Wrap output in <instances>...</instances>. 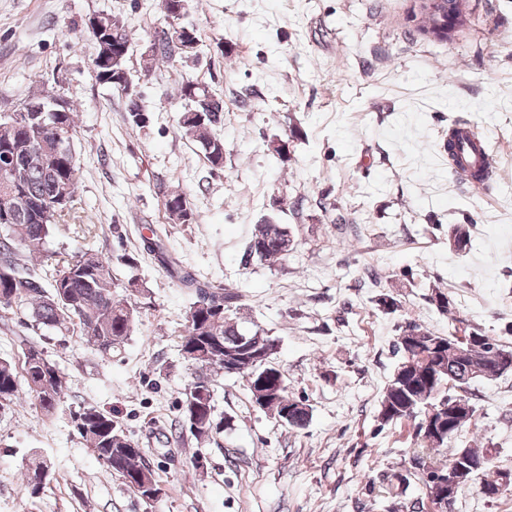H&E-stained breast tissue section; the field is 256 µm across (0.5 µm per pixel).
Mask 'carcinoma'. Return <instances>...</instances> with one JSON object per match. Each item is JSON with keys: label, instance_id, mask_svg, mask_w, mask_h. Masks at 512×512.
<instances>
[{"label": "carcinoma", "instance_id": "1", "mask_svg": "<svg viewBox=\"0 0 512 512\" xmlns=\"http://www.w3.org/2000/svg\"><path fill=\"white\" fill-rule=\"evenodd\" d=\"M98 18L100 31L91 35L95 46V78L126 96L129 119L140 126L145 123L146 115L141 112L137 92L121 84V77L112 73V36H119V44L124 45L129 43L128 35L111 15L100 13ZM150 53L162 59L173 56V41L166 30L155 33ZM187 88L186 84L180 88V95L189 102L180 115V127L199 143L210 166L221 170L224 140L213 134V128L223 120L224 102L201 86L192 98ZM55 100L54 96L35 97L27 102L29 112L0 113V161L4 162L0 167V309L21 310L37 327L66 331L76 327L95 350L110 356L113 348L132 336L140 315L132 300L112 291L110 260L89 248L72 255L61 254L55 259L49 279L37 274L32 265L42 253L47 238L75 220L73 202L78 165L71 147L75 114L71 107L66 112L52 111ZM59 198L65 202L52 208L50 220L45 222L37 216L33 204L49 205ZM164 207L170 219L178 224L192 220L190 203L181 193L166 195ZM290 242L289 225L265 220L254 225L244 258L274 266L288 256L292 249ZM158 257L167 271L178 274L185 288L197 295H211L210 304L200 306L194 302L190 306L181 344L184 353L208 347L214 355L195 365L193 380L185 393V419L192 416L193 406L205 409V421L192 435L201 440L218 427L214 421V395L217 376L228 373L224 346L237 343L241 336L251 349L263 352L267 358L244 363L236 368L235 374L248 384L254 376H266L273 386V394L261 409L290 427L305 426L310 418L309 406L288 396L283 373L270 366L279 348L278 340L262 330L250 331L242 325L239 317L242 295L200 283L187 269H175L179 262L162 251ZM394 348L400 360L385 388L378 419L384 424L403 419L415 421L409 463L412 476L423 486V496L404 497L402 476L394 474L388 490L391 509L392 512H431L435 492L432 471L438 466L430 462V453L447 446V440L473 420L475 407L468 397L471 385L502 376L489 354L494 350L512 354V348L480 331L460 337L453 333L445 336L412 321L399 327ZM23 386L27 387L35 407L47 416L54 413L64 398V377L38 345L25 348L21 377L12 359L0 357V411L18 399ZM456 404L461 408L451 417L452 434L448 439L437 440L426 433V408ZM289 408L292 409L289 417H283ZM75 420L86 447L123 482L159 488L152 469L144 461L143 449L113 425L111 415L95 407H85ZM464 460L475 464V468L469 469L468 478L483 495L497 498L512 492V472L492 464L488 447L474 443L456 448L443 468H453Z\"/></svg>", "mask_w": 512, "mask_h": 512}]
</instances>
